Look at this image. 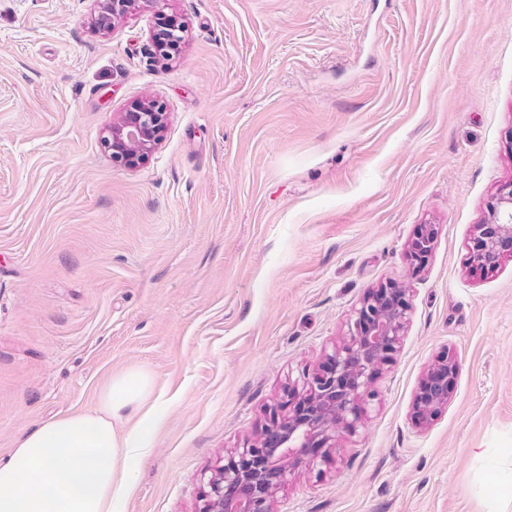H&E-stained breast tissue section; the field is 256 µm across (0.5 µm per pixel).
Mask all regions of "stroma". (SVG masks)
Returning <instances> with one entry per match:
<instances>
[{
  "mask_svg": "<svg viewBox=\"0 0 512 512\" xmlns=\"http://www.w3.org/2000/svg\"><path fill=\"white\" fill-rule=\"evenodd\" d=\"M92 7L0 0V463L143 367L168 405L124 512H198L202 475L394 282L410 326L363 427L273 512H483L479 454L512 448V258H465L512 182V0H139L98 32ZM149 94L159 144L114 163L104 130ZM444 351L453 394L417 425ZM170 20L171 23L169 25L166 38L163 40H156L154 43L155 55L166 60L173 59L175 54L173 52L179 47V44L183 41L185 32L184 26H180L173 19ZM437 236V227L434 224H423L416 233L410 245V256L416 267H422L433 249ZM458 371V360L449 352L428 368L414 401V415L420 424H429L448 405Z\"/></svg>",
  "mask_w": 512,
  "mask_h": 512,
  "instance_id": "1",
  "label": "stroma"
}]
</instances>
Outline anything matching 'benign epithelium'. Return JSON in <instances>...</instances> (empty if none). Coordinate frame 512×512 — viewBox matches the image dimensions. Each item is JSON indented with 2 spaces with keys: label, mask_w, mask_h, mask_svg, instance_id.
<instances>
[{
  "label": "benign epithelium",
  "mask_w": 512,
  "mask_h": 512,
  "mask_svg": "<svg viewBox=\"0 0 512 512\" xmlns=\"http://www.w3.org/2000/svg\"><path fill=\"white\" fill-rule=\"evenodd\" d=\"M96 22L108 27L136 7L139 0H94ZM184 27L171 22L166 38L154 43L155 55L171 60L184 38ZM166 105L156 97L136 102L117 114L102 137L116 163L131 164L157 145L166 121ZM437 236L434 224H423L410 245L416 267H422ZM468 262L488 272L506 256L512 258V183L503 185L487 208L483 223L467 243ZM405 289L381 286L368 292L348 324V334L325 354L320 372L305 378L302 401L288 413L269 412L272 438L237 448L224 456L204 481L199 512H273L275 491L298 468L314 465L307 448H331L336 435L355 433L363 424L366 406L374 399L371 375L399 352L409 323ZM459 371L456 357L444 353L428 368L416 393L414 415L427 425L447 405Z\"/></svg>",
  "instance_id": "obj_1"
}]
</instances>
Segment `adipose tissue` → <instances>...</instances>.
<instances>
[{
    "mask_svg": "<svg viewBox=\"0 0 512 512\" xmlns=\"http://www.w3.org/2000/svg\"><path fill=\"white\" fill-rule=\"evenodd\" d=\"M164 403L153 376L113 375L91 413L45 422L0 464V512H123Z\"/></svg>",
    "mask_w": 512,
    "mask_h": 512,
    "instance_id": "adipose-tissue-1",
    "label": "adipose tissue"
}]
</instances>
